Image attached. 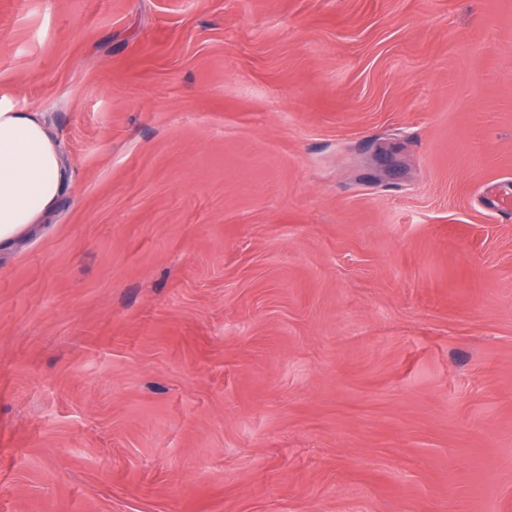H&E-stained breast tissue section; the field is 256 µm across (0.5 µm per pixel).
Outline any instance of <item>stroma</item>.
I'll return each instance as SVG.
<instances>
[{"mask_svg": "<svg viewBox=\"0 0 512 512\" xmlns=\"http://www.w3.org/2000/svg\"><path fill=\"white\" fill-rule=\"evenodd\" d=\"M0 106V512H512V0H0ZM64 181L41 112L0 107V247L51 212Z\"/></svg>", "mask_w": 512, "mask_h": 512, "instance_id": "stroma-1", "label": "stroma"}]
</instances>
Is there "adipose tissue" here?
<instances>
[{
    "label": "adipose tissue",
    "instance_id": "obj_1",
    "mask_svg": "<svg viewBox=\"0 0 512 512\" xmlns=\"http://www.w3.org/2000/svg\"><path fill=\"white\" fill-rule=\"evenodd\" d=\"M64 181L41 113L0 107V247L51 212Z\"/></svg>",
    "mask_w": 512,
    "mask_h": 512
}]
</instances>
